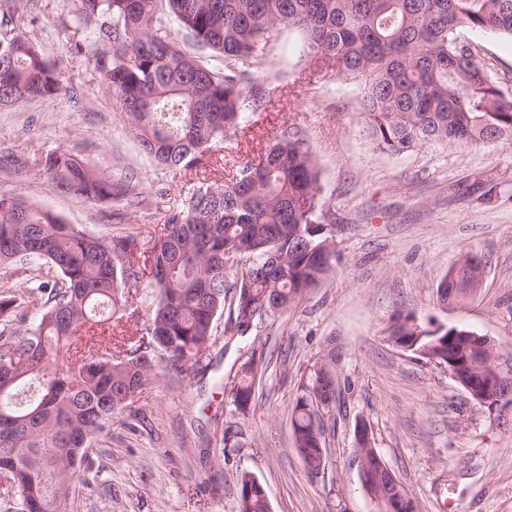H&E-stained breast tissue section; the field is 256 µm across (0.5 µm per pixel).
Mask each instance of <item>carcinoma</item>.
Listing matches in <instances>:
<instances>
[{
    "instance_id": "carcinoma-1",
    "label": "carcinoma",
    "mask_w": 512,
    "mask_h": 512,
    "mask_svg": "<svg viewBox=\"0 0 512 512\" xmlns=\"http://www.w3.org/2000/svg\"><path fill=\"white\" fill-rule=\"evenodd\" d=\"M77 17L93 30L87 51L127 117L141 149L162 168L188 170L236 130L242 104L267 95L255 69L282 27L301 31L310 76L328 71L361 82L360 111L380 150L402 154L426 143L449 146L512 139V97L460 44L466 26L512 39V0H79ZM208 50L222 67H207ZM61 90L60 73L24 36L0 40V106ZM53 187L95 204L117 189L78 156L54 151L35 161ZM315 158L302 131L284 128L255 162L218 185L203 179L168 207L150 246L133 234L92 236L23 198H0V268H55L36 327L0 342V478L14 490V512H67L85 443L159 381L161 371L201 362L215 318L235 301V325L262 308L272 315L298 302L331 273L336 244L320 230ZM484 267L467 254L448 271L443 303L481 286ZM149 286L156 302L145 336H118L117 312L138 304ZM109 333L113 347L100 349ZM389 336L418 356L453 365L470 357L469 330H429L398 316ZM328 370L314 381L328 392L342 350L330 341ZM256 354L230 391L235 408L253 401ZM314 387L297 397L293 442L312 456L325 444L313 433ZM250 473L238 479L241 512H265L249 497Z\"/></svg>"
}]
</instances>
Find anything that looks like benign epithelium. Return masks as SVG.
<instances>
[{"label":"benign epithelium","mask_w":512,"mask_h":512,"mask_svg":"<svg viewBox=\"0 0 512 512\" xmlns=\"http://www.w3.org/2000/svg\"><path fill=\"white\" fill-rule=\"evenodd\" d=\"M469 340L471 346L485 352V357L479 363L467 361L466 378L456 373L453 377L486 406L496 407L512 399V364L502 359L489 337L474 334ZM357 459L362 486L382 512H411L415 508L414 501L372 448L368 427L363 422L357 426Z\"/></svg>","instance_id":"obj_1"}]
</instances>
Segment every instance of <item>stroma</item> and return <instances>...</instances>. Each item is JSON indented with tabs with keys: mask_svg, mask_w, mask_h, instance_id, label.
<instances>
[{
	"mask_svg": "<svg viewBox=\"0 0 512 512\" xmlns=\"http://www.w3.org/2000/svg\"><path fill=\"white\" fill-rule=\"evenodd\" d=\"M20 34L55 65L62 89L0 109V146L32 160L69 152L112 179L108 205L58 193L38 169L0 168V196L21 197L88 234L158 235L168 206L200 179L229 171L287 127L302 131L319 171V197L336 242L334 270L297 304L263 318L246 335L216 317L205 361L169 372L87 444L69 512H240L237 479L252 472L271 512H376L355 460V426L365 421L374 447L419 512H512V405L473 400L446 366L397 347L388 328L398 313L427 329L466 328L490 337L512 360V141L455 147L430 143L400 154L375 147L358 109L360 87L336 76L306 84L300 34L279 30L257 82L268 105L246 110L235 135L204 165L157 167L130 135L127 119L79 42L75 0H11ZM468 45L490 78L512 95V41L471 28ZM486 261L481 288L443 304L437 285L465 254ZM23 269H0V297L16 300L0 334L34 327L40 295ZM341 346L339 396L325 417L327 454L311 474L293 444L292 410L310 385L328 340ZM260 354L249 414L229 395L241 365Z\"/></svg>",
	"mask_w": 512,
	"mask_h": 512,
	"instance_id": "obj_1",
	"label": "stroma"
}]
</instances>
